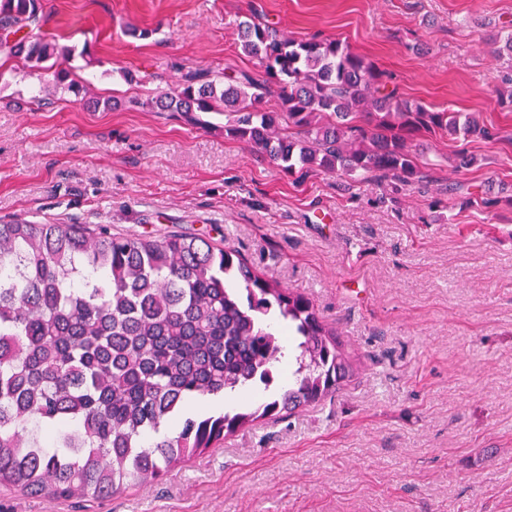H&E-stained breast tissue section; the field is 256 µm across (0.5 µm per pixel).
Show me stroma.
<instances>
[{
    "mask_svg": "<svg viewBox=\"0 0 512 512\" xmlns=\"http://www.w3.org/2000/svg\"><path fill=\"white\" fill-rule=\"evenodd\" d=\"M40 35L91 96L38 105L40 77L0 66V219L187 234L309 297L353 359L335 396L259 422L162 483L104 500L0 489V512H512V0H41ZM336 39L398 98L471 112L488 139L426 133L422 185L287 173L147 99L190 70L260 74L239 37ZM145 31L131 37L129 28ZM465 150L471 167L455 171ZM461 184L458 193L448 184Z\"/></svg>",
    "mask_w": 512,
    "mask_h": 512,
    "instance_id": "1",
    "label": "stroma"
}]
</instances>
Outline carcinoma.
<instances>
[{
  "label": "carcinoma",
  "instance_id": "carcinoma-1",
  "mask_svg": "<svg viewBox=\"0 0 512 512\" xmlns=\"http://www.w3.org/2000/svg\"><path fill=\"white\" fill-rule=\"evenodd\" d=\"M40 0H0V56L40 72L42 89L73 86L75 47L30 27ZM242 48L263 75L188 73L155 97L161 112L225 113L224 132L277 168L420 184L410 141L440 130L488 138L462 112L385 90L383 73L337 40H296L244 21ZM274 93L278 112L256 109ZM284 322L295 344L283 362ZM288 388L257 406L181 416L193 396L276 374ZM337 333L311 302L198 236H113L84 224L0 221V487L52 498H106L148 487L258 420L336 393L352 376ZM175 422L172 436L160 433Z\"/></svg>",
  "mask_w": 512,
  "mask_h": 512
}]
</instances>
